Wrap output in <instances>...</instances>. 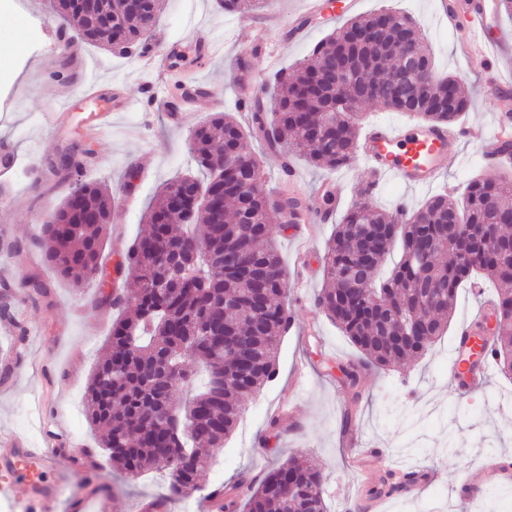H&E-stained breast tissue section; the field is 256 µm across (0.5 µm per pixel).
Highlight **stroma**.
Here are the masks:
<instances>
[{
  "label": "stroma",
  "mask_w": 512,
  "mask_h": 512,
  "mask_svg": "<svg viewBox=\"0 0 512 512\" xmlns=\"http://www.w3.org/2000/svg\"><path fill=\"white\" fill-rule=\"evenodd\" d=\"M1 4L7 15L0 20V50L14 52L15 57L12 71L0 77V140L13 144L19 161L8 174H0V270L16 283L39 274L49 296L35 305L17 295H0V304H8L12 315L11 320L0 319V435L40 444L50 406L61 405L68 431L84 440L100 470L98 489L110 497L112 512H143L160 492L163 475L149 472L130 482L117 479L96 445L84 407L93 366L118 312L101 306L96 285L76 288L41 264L34 246L42 217L60 204L68 187L58 172L59 158L72 144L81 143L90 151L81 180L109 186L115 207L101 260L103 267L113 268L143 230V215L156 192L193 168L191 131L214 112L245 121L237 101V78L247 75L263 99L271 100L278 74L306 58L337 26L314 16L307 37L289 45L262 14H227L216 0H164L148 42L153 47L179 44L182 58L178 71L161 81L142 69L136 57L95 44H81L77 59L63 57L55 36L58 22L48 0H0ZM382 9L413 16L436 71L462 82L471 107L459 122L471 136L456 158L444 160L432 186L408 191L381 176L367 197L362 194L368 178L363 161L330 170L297 158L291 177L283 169L282 153L269 151L259 138H252L264 169L265 193L275 195L289 185L308 198L329 181L340 196L330 222L318 226L315 238L306 239L292 228L276 238L288 278L285 305L294 319L278 346V375L246 400L235 431L215 450V463L199 485L206 492L232 484L243 472L258 482L289 459H311L327 478L329 512H355L367 500L370 485L354 459L361 449L376 446L387 449L388 457L373 461V472L394 464L436 477L418 494L400 492L388 498L387 512H420L431 502L438 504L439 512H512V480L501 482L503 494L491 511L482 498L464 499L457 493L459 479L486 457L512 459V381L491 375L482 390L462 398L453 393L447 377L456 333L491 299L492 284L484 283L480 296L471 286L460 288L445 335L425 356L400 367L363 369L354 392L344 386L335 365L355 358L356 352L314 304L323 283L324 246L353 201L365 198L388 209L403 196L414 207L436 193H461L470 179L485 171L478 146L495 125L498 102L486 75L470 65L467 25L447 27L436 16L433 0H361L358 13ZM201 32L219 44L213 58H200L196 50ZM96 81L121 87L134 99L141 97L146 85H154L158 104L147 112L121 113L103 139L82 137V124L99 106L82 98L81 85ZM180 85L205 88L214 101L207 110H187L177 126L163 107L172 102ZM65 102L71 122L55 130L47 127L44 115L59 111ZM18 325L33 336L16 352L11 342ZM351 408L357 415L349 421L345 414ZM274 416L283 421L276 430L268 426Z\"/></svg>",
  "instance_id": "stroma-1"
}]
</instances>
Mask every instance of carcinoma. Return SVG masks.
<instances>
[{
	"mask_svg": "<svg viewBox=\"0 0 512 512\" xmlns=\"http://www.w3.org/2000/svg\"><path fill=\"white\" fill-rule=\"evenodd\" d=\"M226 13L263 8L265 0H217ZM55 14L66 22L62 36L108 45L134 54L146 47L161 0H148L145 12L124 17L121 40L112 29L71 3L55 0ZM385 16L383 40L402 33L424 60L430 50L412 17L384 11L356 17L320 43L298 68L280 75L274 116L266 122L262 100L251 105L252 124L269 149L327 168L349 167L357 159L362 108L376 103L389 112L428 123L455 122L468 110L470 99L458 82L435 77L423 93L412 94L416 75L403 59L383 51L378 43H359L355 31ZM336 64L350 74L339 85L326 81ZM337 134L319 141L308 129L324 128L336 103ZM241 155L239 167L227 178L214 176L213 153L219 146ZM190 153L204 171L203 180L184 175L162 186L145 214L146 229L127 250L116 269L134 276L138 288L129 314L117 319L105 352L98 358L87 390V416L101 432L103 448L120 474L136 478L143 471L162 472L166 494L151 506L158 509L199 489L212 456L203 448H221L236 428L243 403L276 376V353L288 329L282 299L288 279L274 248L286 225L274 218H294L307 209L304 198L282 191L275 198L261 189L262 171L251 154L247 135L237 120L223 112L197 128ZM213 188L224 197V209L194 208L183 213L169 205L174 195L191 197ZM512 180L486 177L469 180L461 200L437 194L409 211L404 223L394 213L365 201L353 203L336 224L322 258L325 287L316 297L321 311L377 368L421 358L448 328L457 291L485 275L496 287L490 315L472 325L484 356L491 347L498 372L512 378ZM112 223V195L94 182L74 184L54 211V222L42 225L38 245L47 264L79 288L103 285L99 262L104 231ZM374 225L393 233L390 246L362 233ZM474 259L462 264L458 250ZM400 259L384 279L379 271L393 250ZM246 257L247 263L235 262ZM33 303L47 295L38 276L23 281ZM371 289L382 302L367 304ZM417 318L420 334L406 336L399 312ZM208 372L206 388L191 394L193 368ZM344 384L358 387L361 364H337ZM176 407L180 428L167 435L157 430L160 414ZM162 448L175 453L164 456ZM323 472L314 465L290 461L267 472L259 484L245 475L224 488L219 512H328ZM412 482V476L386 473L369 490L373 498H389Z\"/></svg>",
	"mask_w": 512,
	"mask_h": 512,
	"instance_id": "cac0c4a2",
	"label": "carcinoma"
}]
</instances>
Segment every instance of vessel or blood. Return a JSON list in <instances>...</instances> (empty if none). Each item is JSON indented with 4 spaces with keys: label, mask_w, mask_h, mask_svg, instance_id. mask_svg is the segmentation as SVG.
<instances>
[{
    "label": "vessel or blood",
    "mask_w": 512,
    "mask_h": 512,
    "mask_svg": "<svg viewBox=\"0 0 512 512\" xmlns=\"http://www.w3.org/2000/svg\"><path fill=\"white\" fill-rule=\"evenodd\" d=\"M319 7V0H310L307 11ZM307 11L286 17L272 14V22L280 27L287 43H296L308 34ZM460 14L467 18L471 39L477 44L476 51L471 54L472 61L484 72H491L500 57L512 54V40L490 34L496 17V0H443L440 19L452 24ZM176 55V48L166 45L144 53L140 62L145 68L164 73ZM494 90L504 107L496 114L494 132L482 140L481 151L486 165L499 168L512 164V85L498 81ZM82 94L89 101L104 104L103 109L91 113L88 118V129L95 134L109 132L114 115L135 106L146 110L156 102L154 91H146L144 98L136 101L124 96L120 89L100 83L83 88ZM467 138V128L457 123L426 126L379 123L368 128L361 143L360 157L383 176L413 190L435 181L440 173L441 159L456 155L460 142ZM468 334L467 328L459 329L448 358V380L461 394L482 387L490 370L485 361L472 369L462 363V354L470 346ZM65 440V434L50 430L41 448L28 447L17 437L0 444V471L13 476L34 506L53 508L59 503L63 478L56 466L55 448ZM510 476L512 465L500 462L480 466L469 480L486 484Z\"/></svg>",
    "instance_id": "b4317fda"
}]
</instances>
